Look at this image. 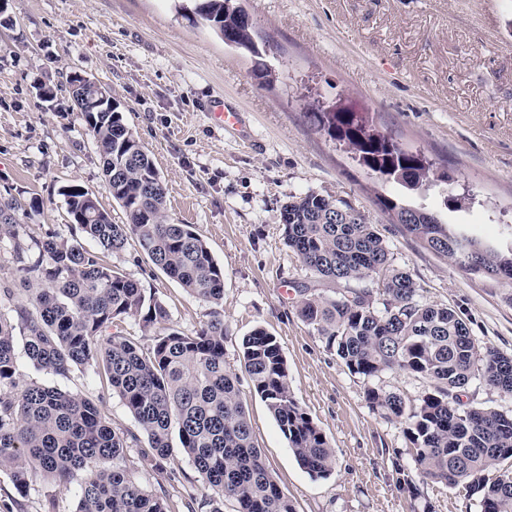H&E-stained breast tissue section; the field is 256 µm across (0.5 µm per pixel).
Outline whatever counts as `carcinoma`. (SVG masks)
I'll use <instances>...</instances> for the list:
<instances>
[{
  "label": "carcinoma",
  "instance_id": "1",
  "mask_svg": "<svg viewBox=\"0 0 512 512\" xmlns=\"http://www.w3.org/2000/svg\"><path fill=\"white\" fill-rule=\"evenodd\" d=\"M191 2L183 8L187 19L256 58L267 54L268 45L253 40L254 21L240 0ZM79 112L97 145L106 188L123 208L126 223H113L102 207L86 218L89 190L68 185L62 195L71 238L46 233L35 241L37 257L16 270L26 301L15 308L16 319L0 315V474L14 489L0 498V512H25L22 499L37 476L67 491L79 473L76 512H169L165 489L149 492L134 479L128 449L145 437L154 450L152 467L161 470L174 433L208 491L201 507L223 512L220 504L227 499L236 512H296L255 443L239 375L224 361L220 313L210 312L189 334L169 327L148 349L120 328L128 317L138 318L145 331L169 321L154 293L109 262L129 240L190 295L215 306L224 300V267L191 225L177 224L166 213L164 183L122 112L115 107L103 112L88 99ZM309 116L382 181L410 190L448 187L447 173L435 175L434 162L377 131L367 113L334 107L315 108ZM446 202L449 209L463 210L473 195L465 189ZM378 204L404 233L466 274L512 284V246L497 247L452 230L437 213L397 196H380ZM20 209L12 199L0 201V232L17 224ZM280 216L286 244L302 264L347 288L335 297H304L298 313L349 372L369 380L396 368L438 383L409 413L397 394L375 388L365 393L382 418L405 420L419 474L450 487L464 483L480 512H512V470L493 480L485 476L512 461V414L464 408L457 394L477 373L487 385L512 393V356L493 346L477 349L454 310L421 302L420 286L393 268L384 239L362 212L309 191L292 197ZM84 238L95 248H86ZM365 280L378 282L381 303L369 290L350 287ZM18 334L36 369L62 377L91 370L105 380L142 436L114 429L101 403L21 381ZM241 368L299 464L313 478L328 477L334 449L294 400L276 337L263 328L246 336ZM106 461L112 466L104 467Z\"/></svg>",
  "mask_w": 512,
  "mask_h": 512
}]
</instances>
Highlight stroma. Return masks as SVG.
Returning <instances> with one entry per match:
<instances>
[{"label": "stroma", "mask_w": 512, "mask_h": 512, "mask_svg": "<svg viewBox=\"0 0 512 512\" xmlns=\"http://www.w3.org/2000/svg\"><path fill=\"white\" fill-rule=\"evenodd\" d=\"M0 25V198L23 205L0 234V277L33 257L47 232L69 238L62 187L93 192L114 223L123 208L104 185L93 137L66 87L67 73L112 90L126 124L153 159L166 209L192 225L224 266V360L238 366L255 328L275 336L292 395L335 450L330 476L315 479L297 463L265 402L246 391L255 440L297 512H479L465 485L418 477L401 420L372 411L365 391L399 394L415 407L434 386L387 370L367 381L299 316L303 292L323 281L285 243L280 221L291 197L314 191L366 214L396 268L420 287L423 303L449 307L476 346L512 355V286L467 275L402 233L376 197L391 184L354 162L306 117L318 105L370 113L374 126L422 150L475 204L445 209L438 190L415 198L446 223L492 242L512 244V0H242L253 38L274 46L263 84L247 51L224 45L184 17L179 0H6ZM240 112L235 129L213 125L209 106ZM118 267L154 290L170 326L194 330L208 304L155 268L136 242L112 255ZM25 380L103 398L114 429L138 427L119 396L92 374L52 376L23 364ZM466 407L512 413V393L473 377L459 393ZM146 489L165 488L172 512L206 490L189 458L173 449L165 471L136 465Z\"/></svg>", "instance_id": "stroma-1"}]
</instances>
